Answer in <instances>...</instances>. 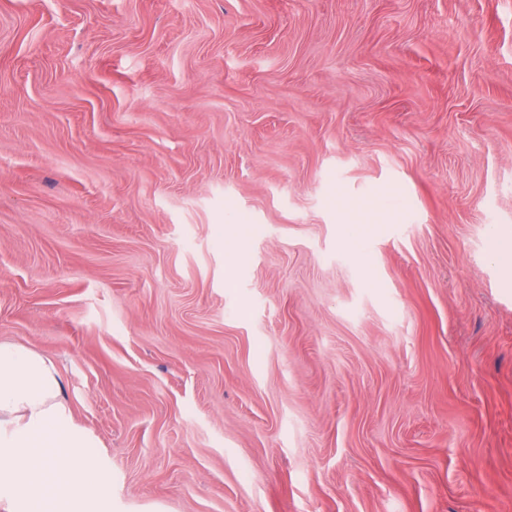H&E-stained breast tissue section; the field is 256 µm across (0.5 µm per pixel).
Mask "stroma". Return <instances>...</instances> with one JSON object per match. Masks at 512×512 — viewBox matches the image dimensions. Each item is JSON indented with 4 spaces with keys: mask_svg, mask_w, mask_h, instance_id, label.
<instances>
[{
    "mask_svg": "<svg viewBox=\"0 0 512 512\" xmlns=\"http://www.w3.org/2000/svg\"><path fill=\"white\" fill-rule=\"evenodd\" d=\"M512 0H0V341L107 512H512Z\"/></svg>",
    "mask_w": 512,
    "mask_h": 512,
    "instance_id": "35a3bbf8",
    "label": "stroma"
}]
</instances>
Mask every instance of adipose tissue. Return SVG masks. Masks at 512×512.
<instances>
[{
	"label": "adipose tissue",
	"instance_id": "adipose-tissue-1",
	"mask_svg": "<svg viewBox=\"0 0 512 512\" xmlns=\"http://www.w3.org/2000/svg\"><path fill=\"white\" fill-rule=\"evenodd\" d=\"M52 363L0 342V488L15 512H95L110 479L70 421Z\"/></svg>",
	"mask_w": 512,
	"mask_h": 512
}]
</instances>
